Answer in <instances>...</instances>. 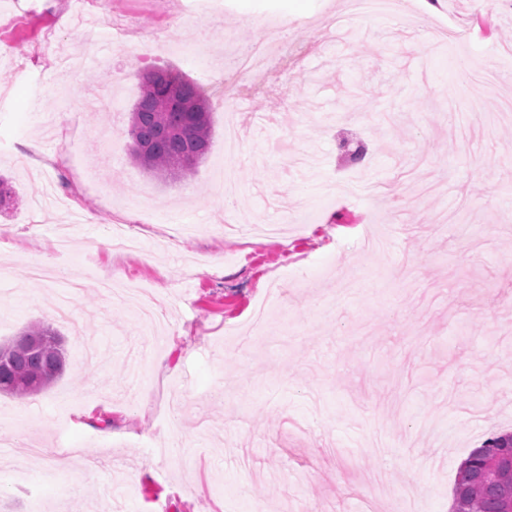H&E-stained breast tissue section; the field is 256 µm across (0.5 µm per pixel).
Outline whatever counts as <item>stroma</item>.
Wrapping results in <instances>:
<instances>
[{
    "mask_svg": "<svg viewBox=\"0 0 512 512\" xmlns=\"http://www.w3.org/2000/svg\"><path fill=\"white\" fill-rule=\"evenodd\" d=\"M64 4L0 0V342L44 320L67 350L50 388L0 395V426L25 417L6 455L53 474L0 481V512H402L410 483L448 512L512 430V0H438L453 38L348 0H95L94 26ZM147 69L212 109L174 183L129 160ZM116 224L139 251L107 248Z\"/></svg>",
    "mask_w": 512,
    "mask_h": 512,
    "instance_id": "35a3bbf8",
    "label": "stroma"
}]
</instances>
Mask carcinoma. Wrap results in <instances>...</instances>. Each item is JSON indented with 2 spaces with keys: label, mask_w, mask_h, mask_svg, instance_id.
<instances>
[{
  "label": "carcinoma",
  "mask_w": 512,
  "mask_h": 512,
  "mask_svg": "<svg viewBox=\"0 0 512 512\" xmlns=\"http://www.w3.org/2000/svg\"><path fill=\"white\" fill-rule=\"evenodd\" d=\"M212 124L210 106L190 78L143 73L128 128L130 161L159 179L186 178L209 153ZM4 346L0 394L37 395L66 369L60 333L47 322L29 324ZM451 512H512V432L495 434L470 452L457 475Z\"/></svg>",
  "instance_id": "obj_1"
}]
</instances>
